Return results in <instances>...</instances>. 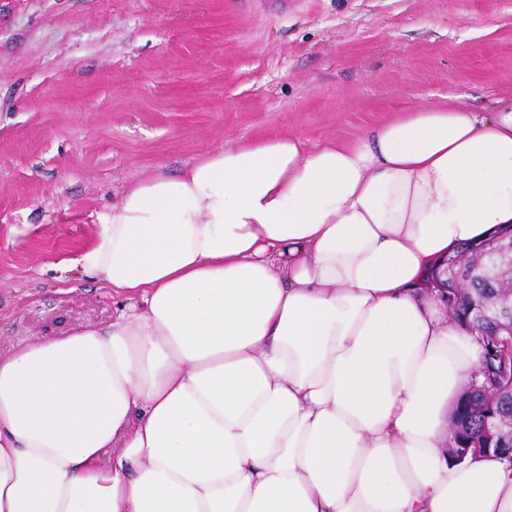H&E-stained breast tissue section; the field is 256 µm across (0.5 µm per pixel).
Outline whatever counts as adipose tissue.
<instances>
[{
	"mask_svg": "<svg viewBox=\"0 0 512 512\" xmlns=\"http://www.w3.org/2000/svg\"><path fill=\"white\" fill-rule=\"evenodd\" d=\"M512 224V110L222 147L129 187L68 266L127 307L0 354V512H512L448 454L481 351L436 263Z\"/></svg>",
	"mask_w": 512,
	"mask_h": 512,
	"instance_id": "adipose-tissue-1",
	"label": "adipose tissue"
}]
</instances>
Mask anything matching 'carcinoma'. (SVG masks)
I'll list each match as a JSON object with an SVG mask.
<instances>
[{
	"instance_id": "obj_1",
	"label": "carcinoma",
	"mask_w": 512,
	"mask_h": 512,
	"mask_svg": "<svg viewBox=\"0 0 512 512\" xmlns=\"http://www.w3.org/2000/svg\"><path fill=\"white\" fill-rule=\"evenodd\" d=\"M465 271L463 291L448 292V312L480 346L482 356L478 373L459 391L448 412L453 420L466 422L463 429H448V447L454 449L450 456L458 461L467 457L464 448L481 433L489 416L498 409H512V351L492 335V327L475 321L479 309L503 298L508 268L488 261Z\"/></svg>"
}]
</instances>
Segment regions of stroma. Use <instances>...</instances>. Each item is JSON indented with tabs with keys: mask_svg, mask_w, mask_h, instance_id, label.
<instances>
[{
	"mask_svg": "<svg viewBox=\"0 0 512 512\" xmlns=\"http://www.w3.org/2000/svg\"><path fill=\"white\" fill-rule=\"evenodd\" d=\"M452 96L512 101V0H0V352L120 313L59 265L129 185Z\"/></svg>",
	"mask_w": 512,
	"mask_h": 512,
	"instance_id": "1",
	"label": "stroma"
}]
</instances>
